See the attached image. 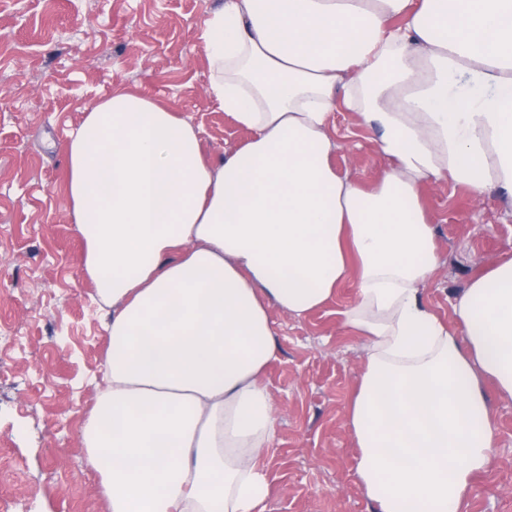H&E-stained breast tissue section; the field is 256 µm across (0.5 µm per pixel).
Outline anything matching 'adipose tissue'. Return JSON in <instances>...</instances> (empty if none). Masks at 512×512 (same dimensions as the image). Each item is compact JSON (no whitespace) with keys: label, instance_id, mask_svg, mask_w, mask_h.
<instances>
[{"label":"adipose tissue","instance_id":"obj_1","mask_svg":"<svg viewBox=\"0 0 512 512\" xmlns=\"http://www.w3.org/2000/svg\"><path fill=\"white\" fill-rule=\"evenodd\" d=\"M218 108L250 133L218 164L200 130L128 89L67 148L84 273L112 306L82 444L109 512H266L278 414L272 310L325 306L365 360L347 424L377 512H465L494 445L484 377L512 398V258L452 301L420 189L512 202V0H224L202 29ZM357 113L392 162L372 190L327 133Z\"/></svg>","mask_w":512,"mask_h":512}]
</instances>
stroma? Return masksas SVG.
Returning a JSON list of instances; mask_svg holds the SVG:
<instances>
[{"label":"stroma","mask_w":512,"mask_h":512,"mask_svg":"<svg viewBox=\"0 0 512 512\" xmlns=\"http://www.w3.org/2000/svg\"><path fill=\"white\" fill-rule=\"evenodd\" d=\"M222 0H0V498L17 512H108L81 429L96 397L112 309L83 274L84 240L65 192L70 134L116 82L200 126L217 163L249 137L209 94L200 27ZM332 162L370 187L390 162L358 114L333 112ZM441 264L425 296L442 318L453 295L512 256V205L454 182L424 185ZM339 288L303 317L273 311L277 358L265 380L279 424L264 459L269 512H372L346 422L364 352L337 312ZM496 428L466 512H512V398L490 393Z\"/></svg>","instance_id":"stroma-1"}]
</instances>
